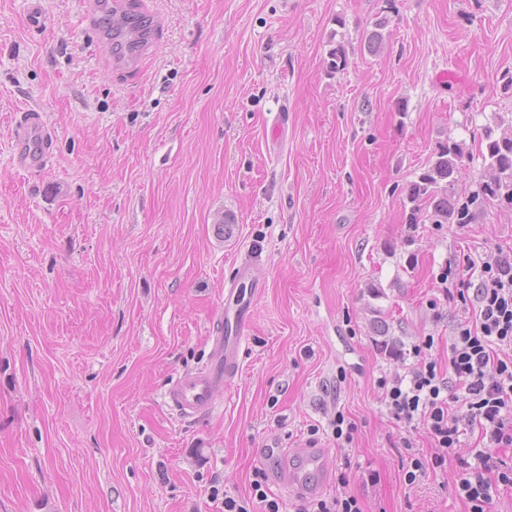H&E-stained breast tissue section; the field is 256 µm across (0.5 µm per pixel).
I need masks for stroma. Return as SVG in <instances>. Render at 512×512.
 Returning <instances> with one entry per match:
<instances>
[{"instance_id": "1", "label": "stroma", "mask_w": 512, "mask_h": 512, "mask_svg": "<svg viewBox=\"0 0 512 512\" xmlns=\"http://www.w3.org/2000/svg\"><path fill=\"white\" fill-rule=\"evenodd\" d=\"M45 2L32 29L0 0V512H219L212 489L246 494L271 446L326 449L332 494L339 412L366 512H463L455 465L405 484L433 447L378 380L427 336L447 364L472 306L443 270L512 249V206L462 230L404 210L438 141L463 144L468 191L481 129L512 120V0H395L372 52L383 0H126L157 24L130 65L81 0ZM27 109L53 138L31 173L11 163ZM248 253L266 286L242 374L181 421L164 391L205 361ZM332 434L336 439V446L340 449V451H344V457L347 460L349 454L346 453L348 448H352V443L354 441V424L351 421H347L345 419L344 414L337 413L336 418L331 421Z\"/></svg>"}]
</instances>
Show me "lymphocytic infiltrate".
Returning <instances> with one entry per match:
<instances>
[{"label":"lymphocytic infiltrate","instance_id":"1","mask_svg":"<svg viewBox=\"0 0 512 512\" xmlns=\"http://www.w3.org/2000/svg\"><path fill=\"white\" fill-rule=\"evenodd\" d=\"M450 274L459 295H472L473 312L455 328L447 368L429 358L434 341L428 338L415 347L408 371L381 378L379 385L388 417L422 427L435 447L431 456L411 454L405 483L444 467L470 429L483 446L462 461L455 492L465 512H492L496 493L512 494V253L482 263L464 256ZM221 504L224 512H283L261 472L248 495H227Z\"/></svg>","mask_w":512,"mask_h":512}]
</instances>
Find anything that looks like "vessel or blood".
I'll list each match as a JSON object with an SVG mask.
<instances>
[{
	"instance_id": "1",
	"label": "vessel or blood",
	"mask_w": 512,
	"mask_h": 512,
	"mask_svg": "<svg viewBox=\"0 0 512 512\" xmlns=\"http://www.w3.org/2000/svg\"><path fill=\"white\" fill-rule=\"evenodd\" d=\"M124 0H82L81 20L86 27L97 26L110 17H122ZM13 143V161L18 169L34 171L47 160L48 132L41 113L29 110L20 114ZM265 283L258 257L248 255L238 265L231 285L224 290V308L209 329V351L205 365L178 375L169 382L165 404L185 421L212 415L218 396L230 389L242 369V348L251 324L255 304ZM272 482L289 493L307 497L316 493L327 468L322 448L264 449Z\"/></svg>"
}]
</instances>
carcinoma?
<instances>
[{"instance_id": "1", "label": "carcinoma", "mask_w": 512, "mask_h": 512, "mask_svg": "<svg viewBox=\"0 0 512 512\" xmlns=\"http://www.w3.org/2000/svg\"><path fill=\"white\" fill-rule=\"evenodd\" d=\"M391 4H386L365 36L364 45L373 50L383 40L389 24ZM348 66V51L343 42L328 52L327 72L341 73ZM482 169L474 190H458V173L465 159L458 141L447 138L437 143L432 159L416 179L406 186L408 224H473L490 204L512 206V125L500 120L486 125L478 141Z\"/></svg>"}]
</instances>
